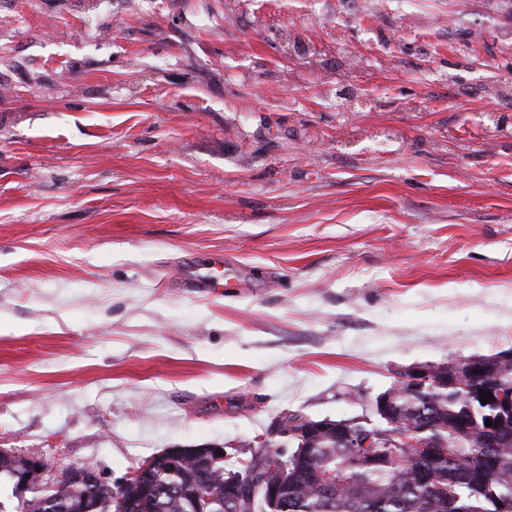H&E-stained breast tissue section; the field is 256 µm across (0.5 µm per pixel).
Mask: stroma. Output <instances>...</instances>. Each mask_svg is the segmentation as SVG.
Wrapping results in <instances>:
<instances>
[{"instance_id": "stroma-1", "label": "stroma", "mask_w": 512, "mask_h": 512, "mask_svg": "<svg viewBox=\"0 0 512 512\" xmlns=\"http://www.w3.org/2000/svg\"><path fill=\"white\" fill-rule=\"evenodd\" d=\"M508 350L501 0H0V450L113 484Z\"/></svg>"}]
</instances>
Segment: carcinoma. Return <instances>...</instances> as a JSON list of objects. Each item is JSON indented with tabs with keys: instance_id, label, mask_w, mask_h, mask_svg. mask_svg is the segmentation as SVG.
Listing matches in <instances>:
<instances>
[{
	"instance_id": "obj_1",
	"label": "carcinoma",
	"mask_w": 512,
	"mask_h": 512,
	"mask_svg": "<svg viewBox=\"0 0 512 512\" xmlns=\"http://www.w3.org/2000/svg\"><path fill=\"white\" fill-rule=\"evenodd\" d=\"M481 371L467 381L453 382V361L433 364L434 382L422 391L403 387L392 396L394 418L401 433L432 441L436 448H350L333 431L305 438L296 436L297 418L288 416L280 448H264L258 438L249 444L254 453L288 465V495L279 512H448V503L429 496L427 484H440L448 497L458 499L465 512H497V503L512 499V418L498 425L500 408L495 399L481 403L483 394L497 386L512 389V357L507 353L473 356ZM492 425H486V420ZM288 453H282V449ZM371 456H385L390 467H370ZM149 464L139 512H192L189 492L205 482L208 512H259L247 500L234 501L224 493V460L200 468L191 456L174 461L160 455L143 459ZM25 458L0 450V476L14 478ZM335 473L336 487L324 491L315 473ZM119 486L93 488L70 483L55 488L31 482L19 496L18 512H117Z\"/></svg>"
}]
</instances>
